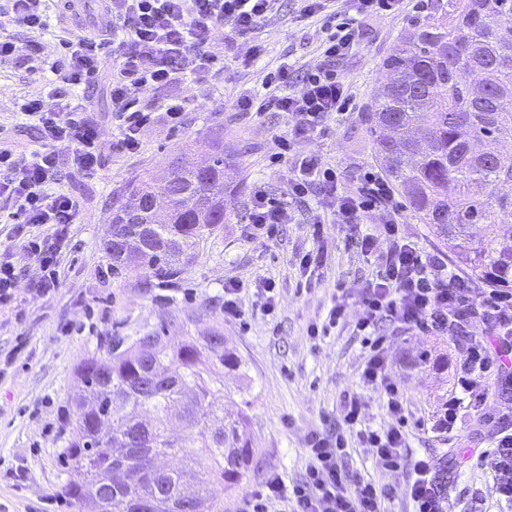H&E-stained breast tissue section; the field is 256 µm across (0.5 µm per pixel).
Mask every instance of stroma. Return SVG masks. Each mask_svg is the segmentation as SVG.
<instances>
[{
  "instance_id": "1",
  "label": "stroma",
  "mask_w": 512,
  "mask_h": 512,
  "mask_svg": "<svg viewBox=\"0 0 512 512\" xmlns=\"http://www.w3.org/2000/svg\"><path fill=\"white\" fill-rule=\"evenodd\" d=\"M436 4L444 7L448 0H406L400 13L360 21L353 55L336 64L338 75L354 92V103L347 114L327 119L314 137L296 143L293 157L320 155L351 190L363 171L380 169L368 116L375 92L388 78L383 61ZM300 8V0H279L276 14L251 36L250 42L261 44L264 54L248 66L241 57L249 42L236 36L231 22L218 24L212 48L217 74H179L169 84L140 94L137 107L150 113L151 122L143 128L136 152L115 148L117 129L106 77L82 90L102 128V166L88 176L77 169L70 149L59 152L50 188L69 194L80 206L72 249L63 263V285L48 297L0 309V512H81L64 494L77 368L92 357L107 362L109 341L115 336L159 331L178 344L214 329L223 334L224 351L235 361L231 367L213 365L224 382V410L246 416L254 440L253 464L237 485L225 490L224 512H242L245 500L269 474H279L288 485L302 481L307 437L314 431L332 434L342 429L344 394L365 399L366 425L381 429L389 424L378 393L360 380L365 348L351 324L358 305L350 306L349 322L330 336L315 342L307 335L308 325L323 320L331 307L336 280L359 289L371 277L376 259L359 252L346 228L328 225L330 256L314 272L320 285L298 292L299 259L317 246L309 224L319 210L317 196L299 200L290 195V160L273 157L275 139L288 135L293 117L272 110L258 116L237 107L246 95L264 99L278 94V87L267 86L266 75L281 62L292 64L299 77L318 62L322 23L302 18ZM94 23L87 8L71 24L54 22L40 34L17 28L13 34L22 45L41 42L52 60L59 39ZM50 77L41 69L0 62V141L17 155L28 156L41 145L34 121L24 119L19 108L36 95L44 97L46 107H55ZM174 100L185 104L176 125L165 114ZM204 141L224 143L234 155L237 189L227 195L225 223L177 274L113 273L105 248L113 198L130 180L159 172L178 154L205 161L200 147ZM257 183L295 211L298 223L281 225L271 237H248L245 204ZM261 277L276 283L274 311H267L263 298L249 291L242 296L241 318L225 320V282L251 284ZM378 331L392 338L388 370L403 384L409 412L418 416L439 411L463 361L462 349L444 336L393 334L385 322ZM510 413L512 384L501 381L491 384L481 412L462 408L452 434L411 432L410 452L433 454L452 512H512L495 494L493 458L485 453L501 428L500 416ZM343 465L350 473L394 486L396 495L387 512H410L408 471L386 470L370 449L359 447L349 448Z\"/></svg>"
}]
</instances>
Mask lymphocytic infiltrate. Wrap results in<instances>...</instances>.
Here are the masks:
<instances>
[{
	"label": "lymphocytic infiltrate",
	"mask_w": 512,
	"mask_h": 512,
	"mask_svg": "<svg viewBox=\"0 0 512 512\" xmlns=\"http://www.w3.org/2000/svg\"><path fill=\"white\" fill-rule=\"evenodd\" d=\"M332 0H301L302 16L324 19L326 39L320 60L301 79V89L289 91L291 73L278 67L270 76L281 87L280 95L262 103L253 98L239 100L241 111L272 109L292 114L295 124L288 136L277 139V158L287 157L294 144L310 139L328 117L348 111L350 88L336 72L337 60L348 56L360 34L358 18L381 12L400 11L405 0H350L354 17H338ZM278 0H105L96 15L98 24L122 35L129 52L113 67L110 98L118 124L116 147L132 153L140 147L142 128L150 115L136 111L135 102L147 87L169 83L179 73L212 71L216 57L211 50L218 23L231 21L235 33L245 38L273 15ZM32 32L46 29V0H7L0 19ZM63 59L52 62L51 72L59 95L90 84L104 66L102 38L74 35L62 40ZM22 115L35 120L43 146L29 158L15 157L12 149L0 146V202L10 208L14 222L10 242L0 248V308H14L18 301V275L11 260L13 249L24 250L38 267V275L28 284L31 298H44L61 285V261L71 244V228L76 223L75 200L63 192L49 191L58 156L57 147L70 148L73 159L85 174H94L101 165V127L85 109L53 111L43 100H25ZM290 191L302 199L319 192L320 202L334 223L353 226L367 214L377 215L376 234L357 237L364 255L374 254L376 237L389 243L377 256V270L359 295L360 314L355 330L367 349L360 379L378 392L392 423L382 431L362 426L365 409L362 397L344 398L343 421L351 436H329L312 432L305 448V478L286 486L278 474L265 480L263 493L251 498L252 512H268L270 501L289 502L291 512H384V503L395 489L350 475L343 467L349 441L371 449L386 468L407 466L411 479L406 494L412 512H448V503L436 491L435 464L430 455L406 461L407 436L405 398L386 366L385 337L376 329L386 322L394 331L419 336H462L464 359L442 410L434 422L417 419V430L453 431L463 402L481 406L486 384L506 371L512 360V290L489 288L474 293L469 284L438 253L420 249L403 231L405 203L383 174L368 171L355 192H345L335 167L319 156L303 155L293 165ZM248 224L253 236L272 235L277 226L291 224L295 216L271 197L262 185H255L246 203ZM493 482L499 498L512 505V431L501 429L494 449Z\"/></svg>",
	"instance_id": "lymphocytic-infiltrate-1"
}]
</instances>
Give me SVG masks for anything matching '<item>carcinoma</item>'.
<instances>
[{"mask_svg": "<svg viewBox=\"0 0 512 512\" xmlns=\"http://www.w3.org/2000/svg\"><path fill=\"white\" fill-rule=\"evenodd\" d=\"M391 73L374 99L369 131L378 157L401 188L407 205L467 272L497 288H512V197L497 189L512 185V153L481 155L488 141L512 143V0H448L433 9L384 60ZM232 154L211 145L208 168L186 156L167 165L157 180L137 179L112 212V234L135 238L141 224L124 223L128 205L164 198L172 186L196 198L192 207L168 202L167 218L155 229L162 246L132 256L111 254L112 270L172 274L176 265L224 223V193L233 187ZM472 224L482 233L469 232ZM227 361L218 330L179 346L158 333L112 337L109 362H84L77 371L93 404L76 406L67 452L66 494L83 512H138L150 498L155 512H175L185 495L204 512H224L213 487L239 482L252 462L247 419L224 415V382L211 360ZM188 433L169 430L172 410ZM197 452L188 456L185 449ZM184 454L199 469L196 486L181 474L161 473L159 456ZM125 471L126 481L97 485L101 470Z\"/></svg>", "mask_w": 512, "mask_h": 512, "instance_id": "obj_1", "label": "carcinoma"}]
</instances>
